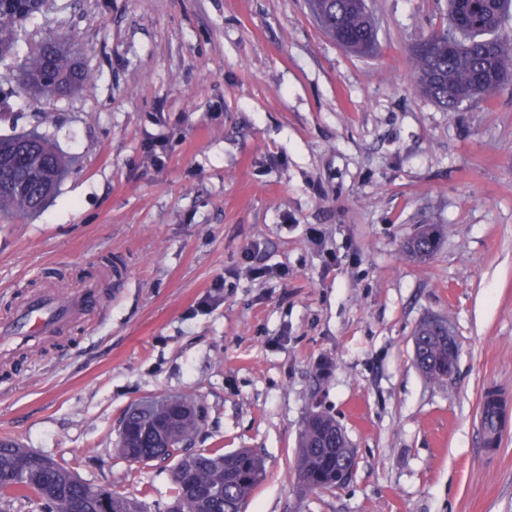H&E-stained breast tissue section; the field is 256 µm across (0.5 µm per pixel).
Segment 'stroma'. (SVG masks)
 Listing matches in <instances>:
<instances>
[{
	"label": "stroma",
	"mask_w": 512,
	"mask_h": 512,
	"mask_svg": "<svg viewBox=\"0 0 512 512\" xmlns=\"http://www.w3.org/2000/svg\"><path fill=\"white\" fill-rule=\"evenodd\" d=\"M368 4L371 56L307 0H48L25 26V49L76 34L96 83L0 100V134L38 128L72 160L40 213L0 218V319L37 292L97 296L0 355V440L166 512L171 461L113 443L131 403L190 394L196 448L266 462L245 512H512V406L495 451L480 427L484 389L512 395V82L438 105L410 57L448 0ZM426 224L443 237L418 260ZM254 247L277 274L242 275ZM432 317L458 343L443 384L414 357ZM314 409L355 454L331 491L295 475Z\"/></svg>",
	"instance_id": "1"
}]
</instances>
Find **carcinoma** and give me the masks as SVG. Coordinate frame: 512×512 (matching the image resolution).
I'll return each mask as SVG.
<instances>
[{"mask_svg": "<svg viewBox=\"0 0 512 512\" xmlns=\"http://www.w3.org/2000/svg\"><path fill=\"white\" fill-rule=\"evenodd\" d=\"M46 0H0V62L22 57L18 87L38 97L62 98L77 88L91 89L95 77L85 72L74 48L76 36L60 34L20 54L19 30L43 10ZM320 26L338 32L353 51L369 54L376 47V24L362 0H318ZM512 0H448V27L424 40L411 57L421 90L447 108L456 107L448 90L458 89L469 100L491 99L512 80V46L502 35ZM66 169V161L47 136L27 133L0 136V209L20 218L40 208ZM433 229L423 230L410 251L423 258L436 250ZM419 350L426 375L448 380V339L420 325ZM487 424L486 446L497 445L500 408L489 401L481 408ZM204 418L191 396L170 395L131 407L124 431L113 451L130 462L148 464L174 460V491L168 512H243L245 502L266 476L262 459L249 448L224 453L220 448L193 451ZM354 453L336 420L319 411L307 417L299 436L296 475L305 490L335 487L336 470L353 464ZM112 512H145L139 499L109 490ZM34 496L43 512H102L97 500L84 493L75 472L19 444L0 442V499Z\"/></svg>", "mask_w": 512, "mask_h": 512, "instance_id": "carcinoma-1", "label": "carcinoma"}]
</instances>
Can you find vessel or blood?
<instances>
[{"label": "vessel or blood", "mask_w": 512, "mask_h": 512, "mask_svg": "<svg viewBox=\"0 0 512 512\" xmlns=\"http://www.w3.org/2000/svg\"><path fill=\"white\" fill-rule=\"evenodd\" d=\"M92 296V290L86 289L66 296L45 293L31 298L18 306L10 320L0 324V339L30 346L79 318Z\"/></svg>", "instance_id": "vessel-or-blood-1"}]
</instances>
